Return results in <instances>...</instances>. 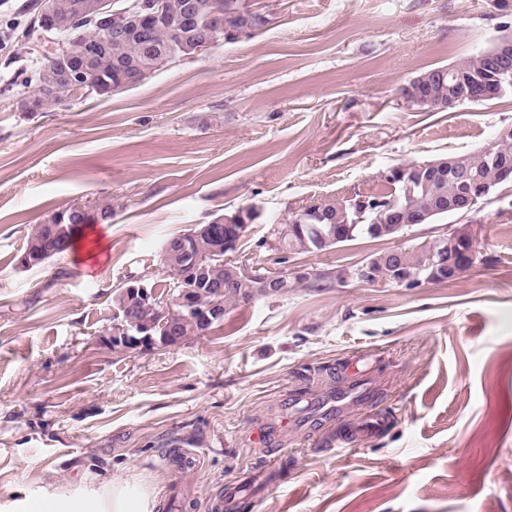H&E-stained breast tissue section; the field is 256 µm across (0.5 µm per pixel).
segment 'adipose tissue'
<instances>
[{"label":"adipose tissue","mask_w":512,"mask_h":512,"mask_svg":"<svg viewBox=\"0 0 512 512\" xmlns=\"http://www.w3.org/2000/svg\"><path fill=\"white\" fill-rule=\"evenodd\" d=\"M149 487L116 478L25 494L0 504V512H155Z\"/></svg>","instance_id":"obj_1"}]
</instances>
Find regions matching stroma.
<instances>
[{
	"instance_id": "obj_1",
	"label": "stroma",
	"mask_w": 512,
	"mask_h": 512,
	"mask_svg": "<svg viewBox=\"0 0 512 512\" xmlns=\"http://www.w3.org/2000/svg\"><path fill=\"white\" fill-rule=\"evenodd\" d=\"M30 0H0V502L112 476L152 486L157 512H191L249 483L242 512H512V191L472 216L478 261L458 278L375 288L346 273L369 255L437 236L359 238L295 255L271 231L290 210L387 191L397 165L467 153L512 125V94L424 112L400 89L487 46L512 12L493 0H259L250 37L173 61L109 97L22 112L39 62L22 33ZM96 260L19 258L33 225L74 205ZM236 264L307 269L328 287L227 303L223 325L174 346L112 345L114 290L170 278L166 240L242 206ZM389 416L329 449L321 409ZM195 470L168 466L176 452Z\"/></svg>"
}]
</instances>
